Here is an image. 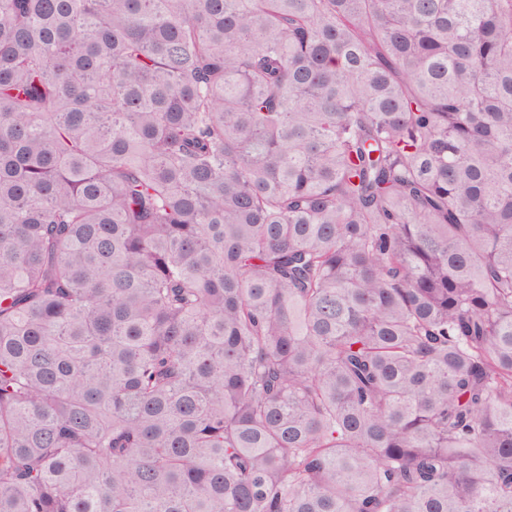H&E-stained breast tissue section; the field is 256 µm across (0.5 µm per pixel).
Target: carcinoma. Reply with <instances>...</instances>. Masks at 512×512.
Here are the masks:
<instances>
[{"mask_svg":"<svg viewBox=\"0 0 512 512\" xmlns=\"http://www.w3.org/2000/svg\"><path fill=\"white\" fill-rule=\"evenodd\" d=\"M0 512H512V0H0Z\"/></svg>","mask_w":512,"mask_h":512,"instance_id":"obj_1","label":"carcinoma"}]
</instances>
